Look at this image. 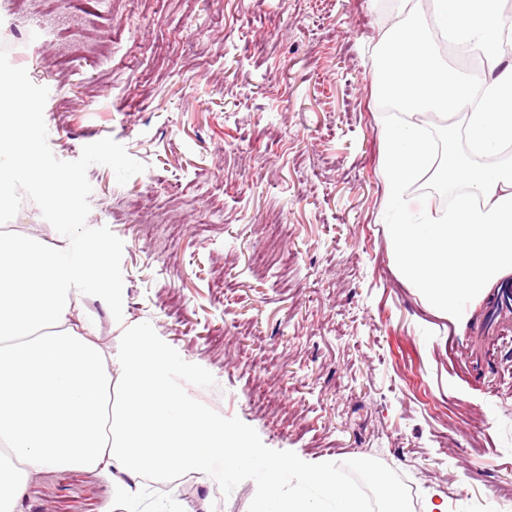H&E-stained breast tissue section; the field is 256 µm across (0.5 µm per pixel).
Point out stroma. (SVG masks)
<instances>
[{
	"instance_id": "35a3bbf8",
	"label": "stroma",
	"mask_w": 512,
	"mask_h": 512,
	"mask_svg": "<svg viewBox=\"0 0 512 512\" xmlns=\"http://www.w3.org/2000/svg\"><path fill=\"white\" fill-rule=\"evenodd\" d=\"M396 21L393 0H0V45L48 88L57 158L110 137L146 166L122 185L87 171L88 226L124 243L121 314L84 299L103 348L154 331L191 400L273 455L329 467L364 512H385L381 479L410 512L432 494L448 512H504L512 336L469 367L492 291L435 312L387 235L381 130L400 116L371 82ZM203 175L217 205L197 195ZM149 212L174 217V247H148ZM271 223L287 236L270 240ZM267 250L288 265L256 267ZM146 482L136 512H252L261 490L220 461ZM17 512L126 510L106 476L55 468Z\"/></svg>"
}]
</instances>
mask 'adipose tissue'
I'll list each match as a JSON object with an SVG mask.
<instances>
[{"mask_svg":"<svg viewBox=\"0 0 512 512\" xmlns=\"http://www.w3.org/2000/svg\"><path fill=\"white\" fill-rule=\"evenodd\" d=\"M503 2L397 0L399 20L380 40L381 52L394 58L379 66L373 90L396 97L408 113L381 135L396 209L433 149L411 115L455 119L437 175L463 184L465 194L441 217L388 227L402 277L446 314L512 271V163L472 161L512 146V55L503 48L512 18ZM425 12L449 42L488 67L461 71L447 63L417 25ZM460 138L467 152L456 150ZM91 293L113 309L122 305L99 249L78 237H47L39 224L0 230V446L15 460L0 473V512H15L28 481L49 468L107 473L125 502L142 498L145 474L204 472L218 459L258 476L264 492L255 512H321L305 497L284 496V480L299 471L295 460L271 458L248 431L184 395L171 378L176 359L151 334H129L119 354L104 350L84 306Z\"/></svg>","mask_w":512,"mask_h":512,"instance_id":"1","label":"adipose tissue"}]
</instances>
